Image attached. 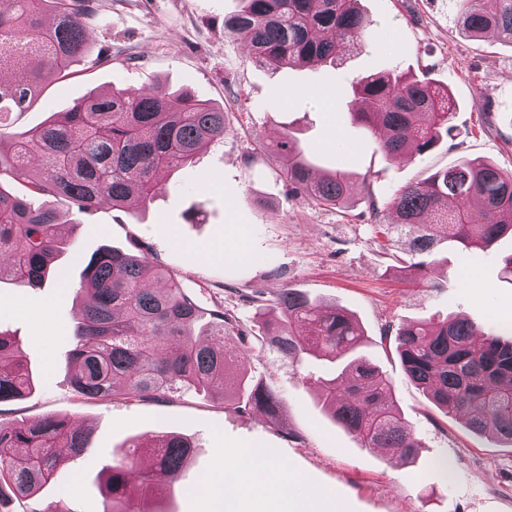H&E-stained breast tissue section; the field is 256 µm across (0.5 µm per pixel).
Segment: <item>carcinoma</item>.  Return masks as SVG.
<instances>
[{
  "mask_svg": "<svg viewBox=\"0 0 512 512\" xmlns=\"http://www.w3.org/2000/svg\"><path fill=\"white\" fill-rule=\"evenodd\" d=\"M224 17V32L262 67L321 69L336 62L348 46L370 34L358 0H243ZM459 27L471 38L493 32L512 44V0H453ZM0 8V73L16 65L23 75L0 82V279L40 285L59 251V216L35 206L32 197L56 195L90 213L102 200L126 208L144 204L160 175L182 165L208 144L224 138L219 106L188 91L113 89L91 95L46 124L23 131L9 118L37 97L44 73L65 74L88 54L86 35L97 20L92 0H8ZM354 96L371 110L353 113L354 122L380 140L389 159L411 151L422 156L450 131L453 101L448 89L428 78H408L379 67L353 85ZM273 155L285 196L336 209L348 207L347 173L313 174L309 160L288 131L271 143L256 141L247 163ZM482 207V222H472L468 203ZM395 217L375 229L406 246V282L435 288L427 279L430 257L443 243L461 250L488 248L512 234V173L494 164L464 159L424 181L395 190L386 202ZM164 282L157 290L151 282ZM78 290L85 295L82 318L73 333L72 388L81 401L114 395L135 401L159 400L194 390L235 411L260 410L274 417L279 396L261 382L234 374L230 336L243 337L219 306L204 312L179 281L152 264L149 248H99L86 264ZM363 333L339 307L311 302L294 288H283L265 305L256 340L293 363L307 356L341 361L339 376L323 385L333 420L363 448H383L403 459L418 452L420 441L407 428L392 387L378 366L355 355ZM512 321L487 329L466 318L417 321L395 332L396 353L407 378L444 414L460 415L477 436L486 433L512 447ZM35 382L21 358L16 337L0 331V403L30 395ZM88 433L70 428L58 416L35 423L0 427V509L33 500L54 476L63 453L90 448ZM146 448L153 467L138 490L130 488L128 468ZM192 452L182 436L145 438L132 444L131 456L108 469L104 512H141L136 502L161 495L185 467ZM28 512H73L67 495L36 504Z\"/></svg>",
  "mask_w": 512,
  "mask_h": 512,
  "instance_id": "1",
  "label": "carcinoma"
}]
</instances>
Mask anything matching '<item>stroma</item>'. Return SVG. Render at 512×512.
I'll use <instances>...</instances> for the list:
<instances>
[{
    "mask_svg": "<svg viewBox=\"0 0 512 512\" xmlns=\"http://www.w3.org/2000/svg\"><path fill=\"white\" fill-rule=\"evenodd\" d=\"M94 4L90 56L76 60L68 75H49L42 93L16 114V128L40 125L98 91L155 87L216 103L227 114V130L193 163L160 177L146 206L121 210L105 203L85 215L62 200L40 199L61 216L58 237L67 247L57 264L66 275L48 277L39 288L0 282V327L19 339L37 379L30 396L0 404V425L56 415L92 438L86 453L58 464L41 503L74 489L73 512H102L105 469L123 457L127 443L174 430L191 442V458L167 493L140 501L143 512H216L207 479L247 448L273 450L293 495L327 491L345 512H512V447L490 434L473 435L461 417L444 416L405 376L394 340L382 337L385 329L438 314L480 327L512 319V280L503 272L512 237L464 258L442 248L429 271L431 287L408 288L392 270L399 248L374 229L392 215L383 210L374 219L368 208L464 158L512 171V45L491 32L466 36L451 0H359L372 35L336 67L274 72L254 64L224 32V18L240 0ZM97 55L102 63L92 64ZM378 65L447 86L455 103L452 129L431 152L385 160L378 139L354 123L351 113L362 103L351 83ZM326 85L335 91L328 106L320 94ZM283 130L315 169L349 174L354 207L286 199L275 157L247 165L254 138L269 142ZM134 238L201 307L224 305L246 332L255 330L256 298L287 286L346 309L364 332L359 355L390 378L397 406L422 442L417 458L360 447L333 423L322 382L340 374L341 364L295 366L253 339L232 338L228 346L247 378L279 395L278 421L256 411L238 414L191 392L140 403L77 401L68 341L82 314L76 287L101 245L124 250ZM439 457L447 458L448 473L430 468ZM200 482L204 491L191 493Z\"/></svg>",
    "mask_w": 512,
    "mask_h": 512,
    "instance_id": "35a3bbf8",
    "label": "stroma"
}]
</instances>
